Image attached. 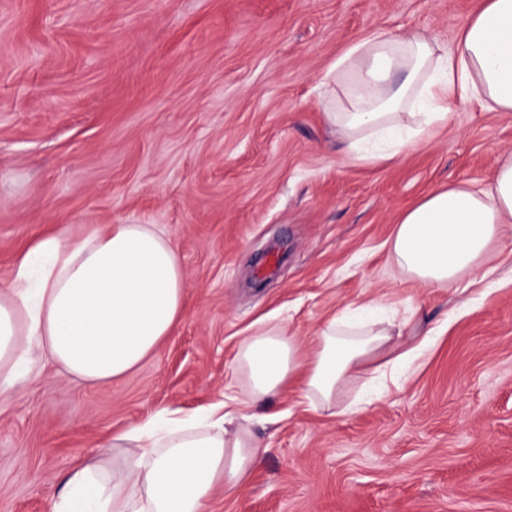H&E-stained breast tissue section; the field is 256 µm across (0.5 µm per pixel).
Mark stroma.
I'll use <instances>...</instances> for the list:
<instances>
[{"label": "stroma", "instance_id": "stroma-1", "mask_svg": "<svg viewBox=\"0 0 512 512\" xmlns=\"http://www.w3.org/2000/svg\"><path fill=\"white\" fill-rule=\"evenodd\" d=\"M482 0H0V281L36 235L154 224L186 280L183 319L121 379L88 384L43 357L0 395V512H50L103 440L166 409L235 395L238 345L279 316L316 328L378 299L447 324L407 370L360 375L356 412L308 411L286 387L254 409L267 445L210 512H512V241L497 283L423 288L395 276L403 211L452 183L487 184L512 112L457 105L428 140L348 162L323 116L324 71L379 30L452 46Z\"/></svg>", "mask_w": 512, "mask_h": 512}]
</instances>
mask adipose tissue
Instances as JSON below:
<instances>
[{
  "label": "adipose tissue",
  "mask_w": 512,
  "mask_h": 512,
  "mask_svg": "<svg viewBox=\"0 0 512 512\" xmlns=\"http://www.w3.org/2000/svg\"><path fill=\"white\" fill-rule=\"evenodd\" d=\"M323 81L344 101L326 119L355 161L385 162L426 140L459 101L512 112V0H485L449 49L376 32L346 49ZM511 232L509 150L487 184H451L407 209L389 252L399 276L450 288L483 281ZM184 294L179 255L155 225L35 239L0 287V393L16 384L34 349L86 382L122 378L173 334ZM421 351L392 343L378 320L330 318L309 356L283 325H261L240 342L246 384L232 410L218 404L202 414L159 413L112 436L106 445L118 458L74 467L52 512H208L216 488L246 482L265 452L247 408L297 381L314 409L332 413L376 356L402 364Z\"/></svg>",
  "instance_id": "ef3b65f1"
}]
</instances>
